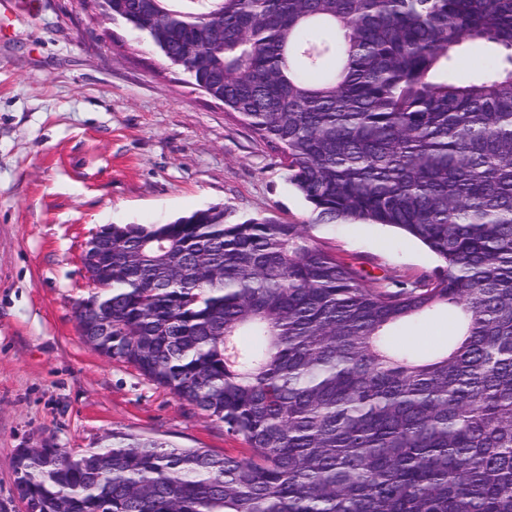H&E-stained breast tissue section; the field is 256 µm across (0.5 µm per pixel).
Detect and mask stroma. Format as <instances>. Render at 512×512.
<instances>
[{
  "instance_id": "35a3bbf8",
  "label": "stroma",
  "mask_w": 512,
  "mask_h": 512,
  "mask_svg": "<svg viewBox=\"0 0 512 512\" xmlns=\"http://www.w3.org/2000/svg\"><path fill=\"white\" fill-rule=\"evenodd\" d=\"M213 205L309 225L376 276L443 270L396 229L313 224L271 148L91 0H0V512H24L21 448H97L115 431L236 447L223 422L95 350L75 317L95 293L82 254L100 226ZM454 331L442 311L396 334L432 351Z\"/></svg>"
}]
</instances>
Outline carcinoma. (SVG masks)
Here are the masks:
<instances>
[{
    "instance_id": "1",
    "label": "carcinoma",
    "mask_w": 512,
    "mask_h": 512,
    "mask_svg": "<svg viewBox=\"0 0 512 512\" xmlns=\"http://www.w3.org/2000/svg\"><path fill=\"white\" fill-rule=\"evenodd\" d=\"M280 154L317 224L402 230L442 273L367 284L305 224L209 206L114 224L85 341L249 455L114 432L14 459L25 512H512V0H112ZM466 43L489 49L457 73ZM455 311L442 353L395 346Z\"/></svg>"
}]
</instances>
